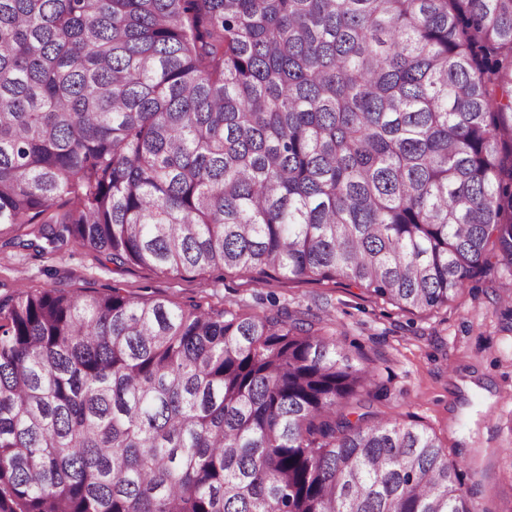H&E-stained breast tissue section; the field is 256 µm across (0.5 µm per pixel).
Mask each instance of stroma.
Here are the masks:
<instances>
[{
    "label": "stroma",
    "instance_id": "1",
    "mask_svg": "<svg viewBox=\"0 0 512 512\" xmlns=\"http://www.w3.org/2000/svg\"><path fill=\"white\" fill-rule=\"evenodd\" d=\"M115 285L181 304L203 296L249 313L276 305L336 338L352 359L375 358L384 393L352 406L349 419L418 421L449 458L464 460L461 478L475 512H512V277L473 279L448 306L408 312L344 279L117 271L77 246L51 255L0 239L1 296L43 288L105 293Z\"/></svg>",
    "mask_w": 512,
    "mask_h": 512
}]
</instances>
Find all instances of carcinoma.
Instances as JSON below:
<instances>
[{
  "instance_id": "carcinoma-1",
  "label": "carcinoma",
  "mask_w": 512,
  "mask_h": 512,
  "mask_svg": "<svg viewBox=\"0 0 512 512\" xmlns=\"http://www.w3.org/2000/svg\"><path fill=\"white\" fill-rule=\"evenodd\" d=\"M115 268L512 275V0H0V237ZM375 359L262 314L0 297V512H474Z\"/></svg>"
}]
</instances>
